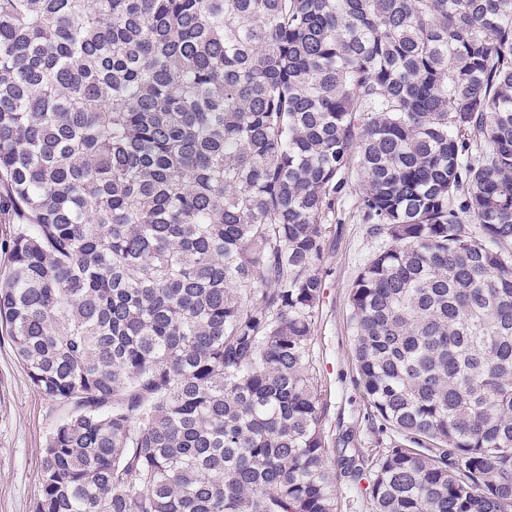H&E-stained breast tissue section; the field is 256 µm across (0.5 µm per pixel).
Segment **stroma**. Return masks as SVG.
<instances>
[{"label":"stroma","mask_w":512,"mask_h":512,"mask_svg":"<svg viewBox=\"0 0 512 512\" xmlns=\"http://www.w3.org/2000/svg\"><path fill=\"white\" fill-rule=\"evenodd\" d=\"M389 243L375 235L351 204L324 226L320 266L323 298L311 345L328 448L377 447L367 404L355 382L349 293L358 271ZM66 409L30 383L6 333L0 332V512H30L38 492L45 441Z\"/></svg>","instance_id":"stroma-1"}]
</instances>
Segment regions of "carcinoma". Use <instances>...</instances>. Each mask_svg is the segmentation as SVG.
<instances>
[{"label": "carcinoma", "instance_id": "obj_1", "mask_svg": "<svg viewBox=\"0 0 512 512\" xmlns=\"http://www.w3.org/2000/svg\"><path fill=\"white\" fill-rule=\"evenodd\" d=\"M359 169L360 191L347 174ZM406 442L326 448L323 224ZM0 328L32 512H512V0H0ZM66 412L32 386L0 332V512H30L42 448ZM366 485V481L361 482L360 489H350L345 483L338 485L336 512H369L365 493L363 494Z\"/></svg>", "mask_w": 512, "mask_h": 512}]
</instances>
